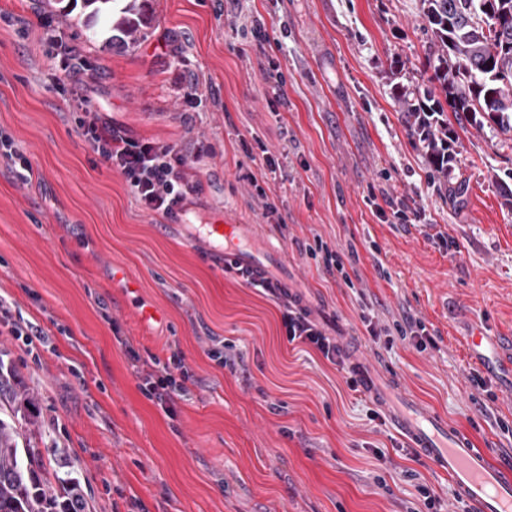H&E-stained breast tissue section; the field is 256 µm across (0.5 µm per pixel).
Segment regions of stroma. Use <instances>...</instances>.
Segmentation results:
<instances>
[{"label":"stroma","mask_w":512,"mask_h":512,"mask_svg":"<svg viewBox=\"0 0 512 512\" xmlns=\"http://www.w3.org/2000/svg\"><path fill=\"white\" fill-rule=\"evenodd\" d=\"M148 13L137 44L90 42L47 0H0V131L33 171L21 182L0 158V298L46 333L31 352L0 332V361L38 396L20 447L80 484L84 512H428L422 485L443 512H471L349 386L350 361L512 458V136L449 121L457 163L431 168L397 102L432 74L421 0H148ZM47 28L87 63L80 79ZM79 94L130 137L208 146L176 217L143 208L78 134ZM389 203L413 222L381 220ZM188 224H249L277 246L280 280L342 337L337 362L288 342L278 302ZM320 243L345 275L310 256ZM116 265L138 298L114 287ZM143 304L163 321L141 325ZM409 318L427 347L398 335ZM477 329L492 340L482 358L467 344ZM176 350L192 378L169 412L139 390L131 357Z\"/></svg>","instance_id":"35a3bbf8"}]
</instances>
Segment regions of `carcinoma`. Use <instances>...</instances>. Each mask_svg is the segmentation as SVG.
I'll use <instances>...</instances> for the list:
<instances>
[{
    "mask_svg": "<svg viewBox=\"0 0 512 512\" xmlns=\"http://www.w3.org/2000/svg\"><path fill=\"white\" fill-rule=\"evenodd\" d=\"M146 0H53L56 13L68 21L80 13L87 19H109L122 14L116 30L122 39L137 43L148 23ZM422 17L434 36L436 65L429 104L405 100L403 111L413 118L411 135L423 144L430 161L447 173L457 161L445 140L443 104H448L460 126L484 129L488 120L501 133L512 131V0H421ZM445 96L440 102L438 95ZM37 397L17 386L12 373L0 366V512H84L83 495L68 487L66 501L58 502L46 467L32 448L18 447L23 429L35 426L30 412Z\"/></svg>",
    "mask_w": 512,
    "mask_h": 512,
    "instance_id": "carcinoma-1",
    "label": "carcinoma"
}]
</instances>
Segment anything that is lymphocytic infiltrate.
I'll return each mask as SVG.
<instances>
[{"instance_id":"obj_1","label":"lymphocytic infiltrate","mask_w":512,"mask_h":512,"mask_svg":"<svg viewBox=\"0 0 512 512\" xmlns=\"http://www.w3.org/2000/svg\"><path fill=\"white\" fill-rule=\"evenodd\" d=\"M75 123L93 152L123 175L131 192L146 209L173 216L175 208L182 206L192 193L187 170L196 157L206 154L205 145H197L194 153L188 154L172 143L138 140L123 134L94 112H78ZM254 285L279 300L288 342L307 341L326 359L335 360L339 353L336 343L325 336L308 312L278 282L261 278ZM137 375L141 392L161 405L173 403L185 391L189 378L183 356L176 351L172 352L168 365L146 366L138 369Z\"/></svg>"}]
</instances>
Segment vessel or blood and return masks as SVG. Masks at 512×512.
Masks as SVG:
<instances>
[{
    "mask_svg": "<svg viewBox=\"0 0 512 512\" xmlns=\"http://www.w3.org/2000/svg\"><path fill=\"white\" fill-rule=\"evenodd\" d=\"M226 267L263 276L271 268L272 251L258 248L247 224H210L204 232ZM364 392L390 418L411 448L451 479L457 495L473 512H512V462L493 461L476 448L469 435L436 412L420 407L369 365L352 361Z\"/></svg>",
    "mask_w": 512,
    "mask_h": 512,
    "instance_id": "b4317fda",
    "label": "vessel or blood"
}]
</instances>
